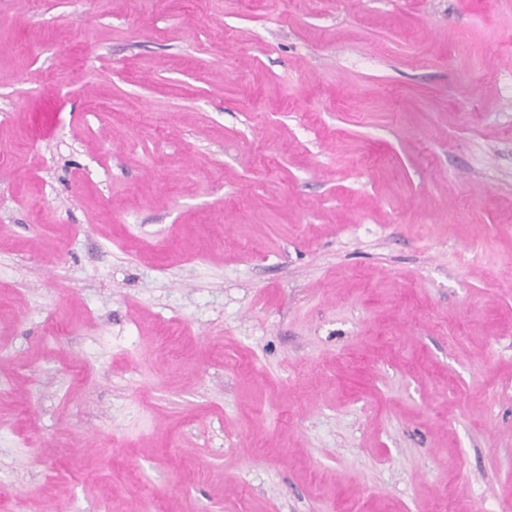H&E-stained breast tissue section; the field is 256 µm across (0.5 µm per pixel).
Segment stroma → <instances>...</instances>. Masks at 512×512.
<instances>
[{
  "mask_svg": "<svg viewBox=\"0 0 512 512\" xmlns=\"http://www.w3.org/2000/svg\"><path fill=\"white\" fill-rule=\"evenodd\" d=\"M510 506L512 0H0V512Z\"/></svg>",
  "mask_w": 512,
  "mask_h": 512,
  "instance_id": "35a3bbf8",
  "label": "stroma"
}]
</instances>
